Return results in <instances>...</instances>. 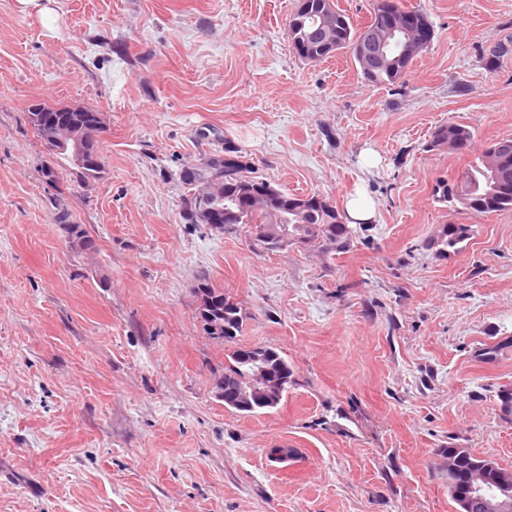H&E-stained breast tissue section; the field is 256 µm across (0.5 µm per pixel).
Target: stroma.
I'll return each instance as SVG.
<instances>
[{
  "label": "stroma",
  "instance_id": "stroma-1",
  "mask_svg": "<svg viewBox=\"0 0 512 512\" xmlns=\"http://www.w3.org/2000/svg\"><path fill=\"white\" fill-rule=\"evenodd\" d=\"M401 2L434 41L373 86L348 53L294 54L298 0H0V512H454L446 448L512 468V213L433 195L512 137V52L487 58L512 0ZM36 101L104 114L94 186L43 182ZM451 121L470 150H427ZM222 138L284 191L363 193L373 222L339 254L182 223L172 174ZM449 223L472 235L444 258ZM203 279L242 309L234 343L203 330ZM232 347L287 358L277 408L217 399ZM53 222L56 224H63L67 228L68 233L71 235V237L83 243L86 247H93V241L89 239V237L86 235L85 231L83 230L80 224H76L74 221L71 220V214L66 208H57V212L53 217ZM471 228L468 224H444L428 241L427 247L435 249V254L442 257L456 254L463 247L460 244L470 239Z\"/></svg>",
  "mask_w": 512,
  "mask_h": 512
}]
</instances>
